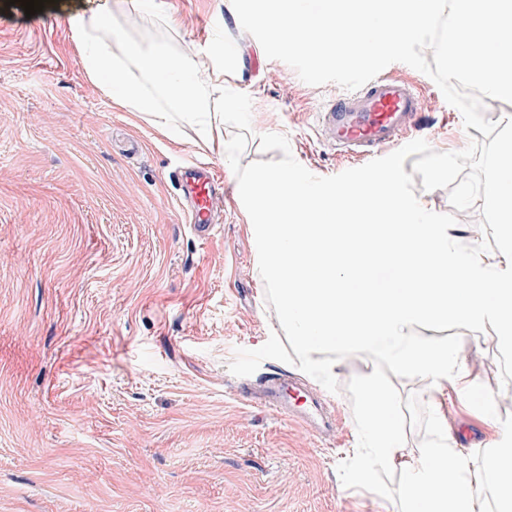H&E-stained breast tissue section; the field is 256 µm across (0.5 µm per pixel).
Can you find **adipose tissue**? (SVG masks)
I'll list each match as a JSON object with an SVG mask.
<instances>
[{"instance_id": "obj_1", "label": "adipose tissue", "mask_w": 512, "mask_h": 512, "mask_svg": "<svg viewBox=\"0 0 512 512\" xmlns=\"http://www.w3.org/2000/svg\"><path fill=\"white\" fill-rule=\"evenodd\" d=\"M72 39L90 82L113 103L145 116L170 136L200 130V148L228 155L224 115L212 111L206 83L224 70L211 58L146 52L128 44L112 52V9L70 17ZM377 197L351 188L308 187L283 169L237 177L257 246V275L277 301L276 324L308 374L335 377L337 367L366 357L423 381L434 437L420 455L400 443L394 396L378 380L363 386L364 454L400 471L407 512H512V448L477 456L457 446L448 398L470 404L476 377L455 350L416 333L445 318L494 321L512 335V139L489 169L484 203L497 213L508 240L498 254L460 249L456 229L421 222L423 200L406 195L398 173L371 174Z\"/></svg>"}]
</instances>
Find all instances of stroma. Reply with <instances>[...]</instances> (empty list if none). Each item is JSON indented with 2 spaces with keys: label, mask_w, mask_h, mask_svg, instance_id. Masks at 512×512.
<instances>
[{
  "label": "stroma",
  "mask_w": 512,
  "mask_h": 512,
  "mask_svg": "<svg viewBox=\"0 0 512 512\" xmlns=\"http://www.w3.org/2000/svg\"><path fill=\"white\" fill-rule=\"evenodd\" d=\"M106 3L113 30L143 50L163 43L223 64L211 103L225 136L247 138L241 165L281 160L260 148L262 134L281 133L314 175L350 167L315 115L339 85L306 84L267 58L230 0H167L176 28L154 0H46L31 17L0 0V512H405L400 473L358 454L360 395L369 376L394 393L416 455L432 438L420 379L355 359L311 381L338 415L333 442L238 394L241 377L308 375L274 331L236 195L207 242L175 204L181 161L227 181L228 161L197 147L192 128L174 140L115 107L82 70L68 20ZM478 134L444 102L418 114L412 136L456 152ZM414 194L437 223L465 228V246L503 247L482 202L461 212L448 190L419 181ZM417 333L457 344L477 393L512 424V343L494 323Z\"/></svg>",
  "instance_id": "stroma-1"
}]
</instances>
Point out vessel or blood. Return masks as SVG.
Returning <instances> with one entry per match:
<instances>
[{
  "instance_id": "1",
  "label": "vessel or blood",
  "mask_w": 512,
  "mask_h": 512,
  "mask_svg": "<svg viewBox=\"0 0 512 512\" xmlns=\"http://www.w3.org/2000/svg\"><path fill=\"white\" fill-rule=\"evenodd\" d=\"M432 106L431 99L408 77L379 75L355 91H344L318 115V127L336 149L371 161L376 150L400 145L413 127L417 113ZM178 189L190 205L184 220L203 240L214 237V198L222 178L211 167L184 162L177 174ZM253 404L273 411L284 420L319 433L332 431L326 403L284 374L266 376Z\"/></svg>"
}]
</instances>
